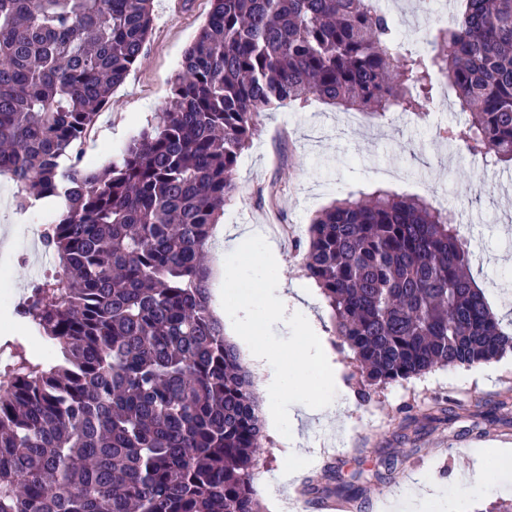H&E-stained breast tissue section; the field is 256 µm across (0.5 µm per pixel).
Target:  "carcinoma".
<instances>
[{
	"label": "carcinoma",
	"mask_w": 512,
	"mask_h": 512,
	"mask_svg": "<svg viewBox=\"0 0 512 512\" xmlns=\"http://www.w3.org/2000/svg\"><path fill=\"white\" fill-rule=\"evenodd\" d=\"M153 0H0V174L21 211L65 201L59 276L23 314L46 362L0 385V512H258L264 439L205 252L258 113L316 97L369 119L454 88L448 141L512 163V0H457L427 54L375 0H211L158 124L97 172L79 146L142 57ZM462 225L420 196L348 193L309 222L304 269L361 367V397L512 351Z\"/></svg>",
	"instance_id": "1"
}]
</instances>
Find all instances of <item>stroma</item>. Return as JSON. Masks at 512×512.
<instances>
[{"label":"stroma","mask_w":512,"mask_h":512,"mask_svg":"<svg viewBox=\"0 0 512 512\" xmlns=\"http://www.w3.org/2000/svg\"><path fill=\"white\" fill-rule=\"evenodd\" d=\"M210 8V0H153L144 54L83 140L88 164L102 169L119 160L133 138L158 122L183 54ZM453 101L450 88L439 85L421 115L391 112L370 120L330 111L316 99L259 113L257 133L238 160L239 191L226 202L220 222L256 233L262 247L213 296L221 320L232 319L237 299L253 286L271 292L286 283L308 286L299 243L311 218L337 194L367 195L380 187L430 197L468 225L472 275L497 315L512 314V168L477 169L473 158L448 143L443 128L466 120ZM478 182L482 190L471 193ZM14 192L9 178L0 176V312L22 309L33 288L58 269L43 245L44 225L33 221L38 213L56 215L58 201L42 199L20 212ZM308 308L315 316L313 331L323 337L336 367L340 408L334 417L302 419L293 429L267 433L256 453V482L275 488L284 470L302 478L330 463L336 468L332 489L362 491L346 512H378L391 502L402 510L423 477L439 486L433 512H485L512 500V357L492 360L488 375L477 365L465 378L459 368L436 367L375 388L365 400L361 375L336 334L324 296L314 293ZM255 322L264 346L288 356L301 322L291 314L271 321L260 315ZM35 334L24 318L14 342L0 344L1 382L20 360H42L33 347ZM296 442L302 454L286 456ZM478 448L488 449V456L477 458ZM391 455L403 462L390 474L383 462ZM459 471L483 485V493L452 483Z\"/></svg>","instance_id":"1"}]
</instances>
